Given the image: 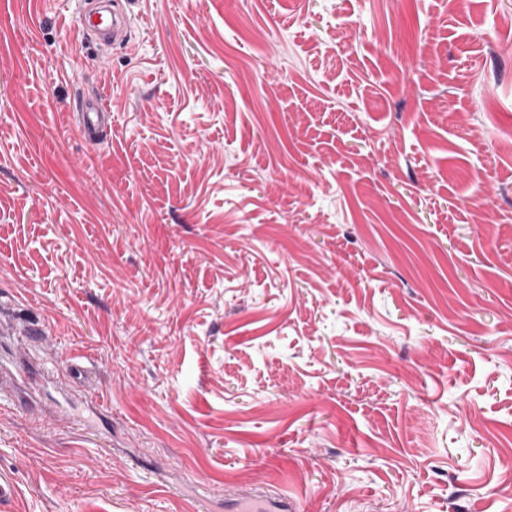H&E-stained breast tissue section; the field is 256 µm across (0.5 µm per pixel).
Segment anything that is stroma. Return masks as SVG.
Returning <instances> with one entry per match:
<instances>
[{"label": "stroma", "instance_id": "obj_1", "mask_svg": "<svg viewBox=\"0 0 512 512\" xmlns=\"http://www.w3.org/2000/svg\"><path fill=\"white\" fill-rule=\"evenodd\" d=\"M78 8L0 0L10 512H512V0ZM99 8L84 6L79 14L80 29L87 34L123 38L128 25V16L119 7V0H91ZM112 3V9L108 8ZM77 108L76 128L85 140H95L102 129L112 126V110L100 93L83 99ZM224 509L228 512H288L296 511V507L285 500L271 498H253L242 495L234 500L224 501Z\"/></svg>", "mask_w": 512, "mask_h": 512}]
</instances>
